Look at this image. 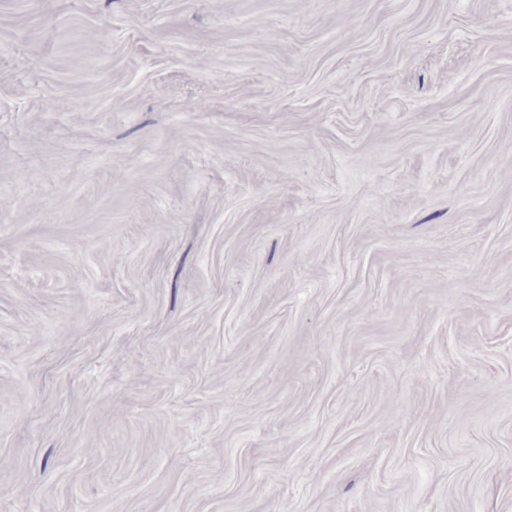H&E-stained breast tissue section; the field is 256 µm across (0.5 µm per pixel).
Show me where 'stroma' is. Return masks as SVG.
<instances>
[{"mask_svg": "<svg viewBox=\"0 0 512 512\" xmlns=\"http://www.w3.org/2000/svg\"><path fill=\"white\" fill-rule=\"evenodd\" d=\"M0 512H512V0H0Z\"/></svg>", "mask_w": 512, "mask_h": 512, "instance_id": "1", "label": "stroma"}]
</instances>
